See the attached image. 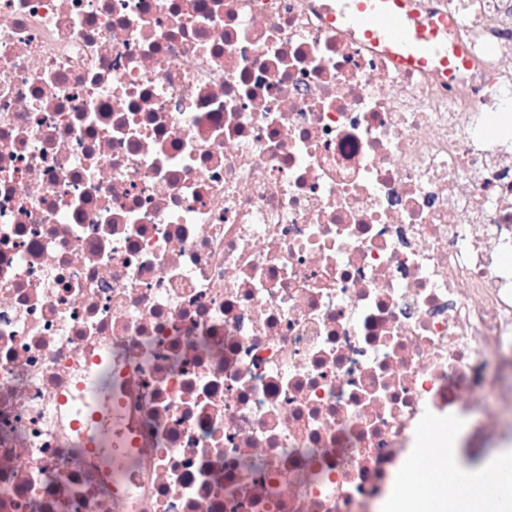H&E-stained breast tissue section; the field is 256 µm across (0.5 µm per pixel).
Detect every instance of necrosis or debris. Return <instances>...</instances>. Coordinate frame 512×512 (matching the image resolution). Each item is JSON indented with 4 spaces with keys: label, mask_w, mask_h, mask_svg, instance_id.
Masks as SVG:
<instances>
[{
    "label": "necrosis or debris",
    "mask_w": 512,
    "mask_h": 512,
    "mask_svg": "<svg viewBox=\"0 0 512 512\" xmlns=\"http://www.w3.org/2000/svg\"><path fill=\"white\" fill-rule=\"evenodd\" d=\"M326 3L0 0V512H373L512 350V9L416 0L442 80ZM84 447L89 452L100 455L104 466L111 473L118 475L127 470L128 456L120 452L112 454V436L102 433L87 435Z\"/></svg>",
    "instance_id": "necrosis-or-debris-1"
}]
</instances>
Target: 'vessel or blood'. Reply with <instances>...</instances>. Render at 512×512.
Here are the masks:
<instances>
[{"label":"vessel or blood","instance_id":"obj_1","mask_svg":"<svg viewBox=\"0 0 512 512\" xmlns=\"http://www.w3.org/2000/svg\"><path fill=\"white\" fill-rule=\"evenodd\" d=\"M328 11L337 26L361 32L400 68L444 76L449 64L467 61L463 47L443 38L450 25L448 17L418 13L412 0H331ZM84 446L100 455L111 473L118 475L127 470L129 458L113 452L110 435H88Z\"/></svg>","mask_w":512,"mask_h":512}]
</instances>
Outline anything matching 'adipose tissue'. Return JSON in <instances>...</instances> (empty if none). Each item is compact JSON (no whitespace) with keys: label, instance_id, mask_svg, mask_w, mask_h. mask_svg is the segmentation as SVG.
<instances>
[{"label":"adipose tissue","instance_id":"1","mask_svg":"<svg viewBox=\"0 0 512 512\" xmlns=\"http://www.w3.org/2000/svg\"><path fill=\"white\" fill-rule=\"evenodd\" d=\"M454 437L445 429L427 431V446L397 473L393 489L381 502L382 512H512V452L492 456L482 470L459 467L447 447ZM461 486L449 496V486Z\"/></svg>","mask_w":512,"mask_h":512}]
</instances>
